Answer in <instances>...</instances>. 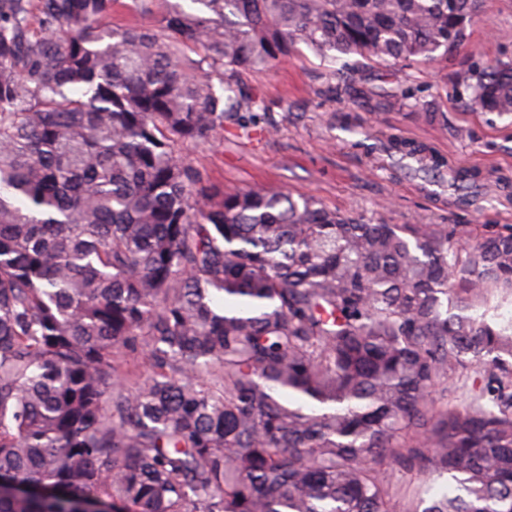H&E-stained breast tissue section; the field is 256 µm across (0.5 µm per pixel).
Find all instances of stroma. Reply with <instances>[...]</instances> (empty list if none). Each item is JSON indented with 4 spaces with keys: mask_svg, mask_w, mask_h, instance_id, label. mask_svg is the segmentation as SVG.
<instances>
[{
    "mask_svg": "<svg viewBox=\"0 0 512 512\" xmlns=\"http://www.w3.org/2000/svg\"><path fill=\"white\" fill-rule=\"evenodd\" d=\"M495 59H512V0H488L484 21L471 27L465 44L431 64L361 63L331 76L301 44L275 68L240 76L244 89L269 107L275 132L246 137L228 124L208 143L189 147L185 156L228 191L274 185L293 197L312 196L328 208L387 224L512 226V117L473 109L455 91L458 71ZM403 92L443 113L447 132L437 133L412 108L397 105L395 97ZM349 115L360 117L370 137L423 142L448 167L480 171L482 193L466 200L461 191L406 177L385 156L354 146L342 129ZM385 472L391 484L407 490L396 500L398 512L412 507L413 490L423 489L430 501L455 487L449 478L427 479L392 465Z\"/></svg>",
    "mask_w": 512,
    "mask_h": 512,
    "instance_id": "obj_1",
    "label": "stroma"
}]
</instances>
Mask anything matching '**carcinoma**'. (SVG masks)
<instances>
[{
    "mask_svg": "<svg viewBox=\"0 0 512 512\" xmlns=\"http://www.w3.org/2000/svg\"><path fill=\"white\" fill-rule=\"evenodd\" d=\"M133 2L152 26L0 0V512H394L387 461L456 482L412 512H512V227L461 247L184 156L226 121L274 129L242 72L299 43L429 62L485 0ZM457 84L512 114V61ZM384 150L443 174L426 144Z\"/></svg>",
    "mask_w": 512,
    "mask_h": 512,
    "instance_id": "cac0c4a2",
    "label": "carcinoma"
}]
</instances>
